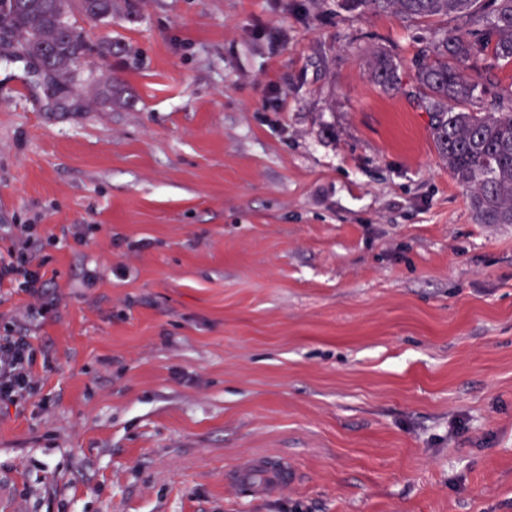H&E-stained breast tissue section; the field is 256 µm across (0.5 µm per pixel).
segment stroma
<instances>
[{
  "label": "stroma",
  "mask_w": 512,
  "mask_h": 512,
  "mask_svg": "<svg viewBox=\"0 0 512 512\" xmlns=\"http://www.w3.org/2000/svg\"><path fill=\"white\" fill-rule=\"evenodd\" d=\"M71 86L0 51V285L35 388L0 512H512V224H481L413 72L435 27L343 0L71 10ZM112 82L99 103L98 83ZM295 481L258 498L252 459ZM371 76L384 90L399 91L403 88L400 66L384 51L377 52L369 62ZM23 278V284L27 292L35 298L42 299L44 296V281L39 272L26 268L22 262L4 261L0 259V285L3 282H13Z\"/></svg>",
  "instance_id": "obj_1"
}]
</instances>
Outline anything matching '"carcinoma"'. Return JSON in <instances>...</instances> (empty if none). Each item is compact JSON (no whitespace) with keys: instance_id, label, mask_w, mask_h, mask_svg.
Segmentation results:
<instances>
[{"instance_id":"obj_1","label":"carcinoma","mask_w":512,"mask_h":512,"mask_svg":"<svg viewBox=\"0 0 512 512\" xmlns=\"http://www.w3.org/2000/svg\"><path fill=\"white\" fill-rule=\"evenodd\" d=\"M345 0L351 10L392 11L406 20L431 22L462 16L466 26L437 29L421 51L412 81L429 116L430 134L453 179L468 192L481 224H512V95L482 105L484 78L477 56L488 53L512 63V0ZM84 14L112 21L113 0H78ZM72 0H0V33L17 52L38 60L63 79L70 64L92 53L112 54V44L96 48L81 33L62 31ZM374 81L387 91L403 88L400 66L384 51L369 62Z\"/></svg>"}]
</instances>
